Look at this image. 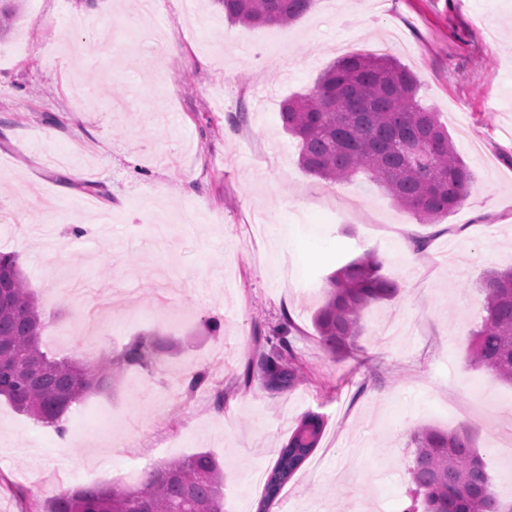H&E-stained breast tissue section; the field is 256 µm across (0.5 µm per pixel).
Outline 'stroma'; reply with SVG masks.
Instances as JSON below:
<instances>
[{"instance_id": "35a3bbf8", "label": "stroma", "mask_w": 512, "mask_h": 512, "mask_svg": "<svg viewBox=\"0 0 512 512\" xmlns=\"http://www.w3.org/2000/svg\"><path fill=\"white\" fill-rule=\"evenodd\" d=\"M0 8L14 11L0 35V203L14 217L0 251L18 255L53 319L43 351L85 362L138 334L176 347L73 406L64 445L1 398L0 473L42 495L90 479L135 487L152 465L206 451L224 471V512H258L254 468L270 471L315 412L321 442L268 512H402L412 434L463 424L512 501V461L487 453L512 435V386L466 362L479 282L512 267V0H316L260 29L227 21L218 0L190 14L159 0L151 32L130 28L129 0ZM78 38L125 49L81 58ZM383 52L416 75L475 176L435 223L365 176L308 173L282 128V101L334 61ZM370 250L401 290L368 311L353 355L332 357L313 316L338 264ZM287 319L305 375L270 390L257 373ZM118 415L138 431H94ZM165 438L161 454L126 452Z\"/></svg>"}]
</instances>
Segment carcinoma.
<instances>
[{
	"label": "carcinoma",
	"mask_w": 512,
	"mask_h": 512,
	"mask_svg": "<svg viewBox=\"0 0 512 512\" xmlns=\"http://www.w3.org/2000/svg\"><path fill=\"white\" fill-rule=\"evenodd\" d=\"M224 17L251 28L297 20L314 0H217ZM284 131L299 143V162L310 174L334 182L358 173L422 221H434L467 198L474 174L459 156L448 129L418 99L413 73L385 53L346 55L329 66L313 90L283 102ZM372 252L348 261L328 277L323 305L313 317L317 337L336 356L356 347L365 313L393 299L399 285L381 273ZM0 397L19 412L61 426L71 407L112 377L129 370L149 371L172 348L160 337H135L101 361L56 359L41 350L46 320L29 290L18 256L0 252ZM483 316L472 332L468 362L512 384V269L491 270L480 281ZM303 377L291 344L279 339L262 365L266 387L282 389ZM325 427L306 414L279 450L268 473L259 512L317 448ZM409 470L423 512H512L502 503L478 448L474 430L424 427L414 435ZM224 473L209 452L154 467L139 487L105 484L41 497L0 474V488L11 491L22 512H224Z\"/></svg>",
	"instance_id": "1"
}]
</instances>
